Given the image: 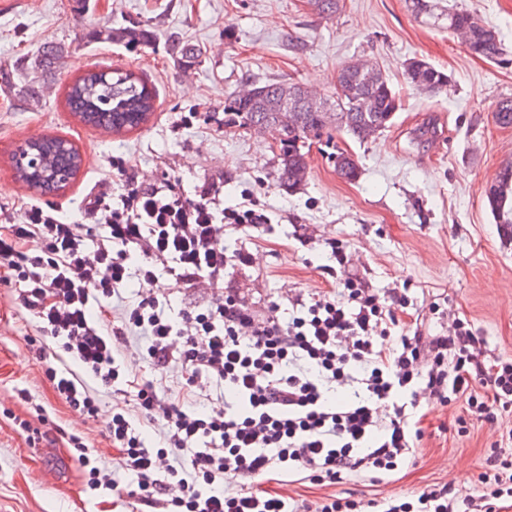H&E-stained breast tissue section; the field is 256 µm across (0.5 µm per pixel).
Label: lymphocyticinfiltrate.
I'll use <instances>...</instances> for the list:
<instances>
[{
	"mask_svg": "<svg viewBox=\"0 0 512 512\" xmlns=\"http://www.w3.org/2000/svg\"><path fill=\"white\" fill-rule=\"evenodd\" d=\"M82 210L104 223L92 230L33 206L0 226V280L67 361L43 367L59 398L87 419L98 412L97 389L116 399L107 430L116 467L84 436L68 437L90 490L149 512H495L512 497V456L502 453L487 457L478 496L445 482L410 497L331 495L312 505L265 490L302 474L332 484L392 474L414 457L415 418L429 404L462 399L471 416L497 421L512 411V361L492 359L465 319L433 336L400 332L396 311L407 296L382 297L353 278L300 301L285 321L276 308L244 304L224 274L252 255L227 250L224 230L270 224L253 191L227 208L208 183L193 199L130 185L116 202L96 196ZM131 279L140 292L125 307ZM188 288L209 300L173 310L174 291ZM134 336L145 341V376L125 362ZM149 425L154 448L145 444ZM230 477L236 490L226 488Z\"/></svg>",
	"mask_w": 512,
	"mask_h": 512,
	"instance_id": "1",
	"label": "lymphocytic infiltrate"
}]
</instances>
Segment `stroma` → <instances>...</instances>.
<instances>
[{"label": "stroma", "mask_w": 512, "mask_h": 512, "mask_svg": "<svg viewBox=\"0 0 512 512\" xmlns=\"http://www.w3.org/2000/svg\"><path fill=\"white\" fill-rule=\"evenodd\" d=\"M71 4L0 0V65L47 41L71 47L37 111L0 92V225L33 205L77 217L88 192L115 196L126 180L167 181L188 198L211 182L228 207L238 205L247 188L272 222L224 230L225 247L244 246L254 255L251 266L228 268L224 280L247 303L259 309L279 303L284 319L290 299L338 289L356 277L380 294L406 290L405 333H440L441 320L431 310L436 304L469 320L492 356L512 360V244L503 242L485 197L501 165L512 160L504 149L512 127L492 118L496 102L512 99V0H440L441 8L468 10L497 32L506 53L502 63L471 56L449 35L447 21L415 15L408 0H340L333 13L318 11L313 0H91L78 22ZM128 21L155 27L158 43L129 48L84 39L90 27ZM171 35L203 48L197 66L177 69L163 45ZM413 58L448 74L447 85L419 94L405 76ZM356 59L389 78L402 108L389 128L364 143L344 133L306 139L308 174L300 187L280 181L279 146L271 134L225 126V98L250 82L297 83L326 96L340 66ZM95 68L134 71L154 89L155 110L139 129L106 133L68 111V85ZM429 123L435 134L418 139ZM36 133L70 140L83 159L77 176L54 196L30 190L11 163L13 146ZM339 151L357 161L356 181L336 174L332 155ZM116 162L125 174L114 173ZM333 242L346 251V265L331 257ZM34 334L12 285L0 280V512H136L131 498L90 490L68 445L69 434L85 432L101 459L111 462V398L101 397L90 420L68 408L35 358ZM466 410L462 399L426 407L416 459L382 481L303 480L286 491L310 503L334 493L366 501L410 496L456 478L478 492L493 446L512 454V442L501 439L512 430V414L503 416L500 429L473 419L460 434L455 421ZM19 418L41 433L44 445L16 426Z\"/></svg>", "instance_id": "1"}]
</instances>
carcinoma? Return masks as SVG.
Segmentation results:
<instances>
[{
  "mask_svg": "<svg viewBox=\"0 0 512 512\" xmlns=\"http://www.w3.org/2000/svg\"><path fill=\"white\" fill-rule=\"evenodd\" d=\"M411 10L435 19L448 17V34L461 38L467 51L489 61L502 59L504 50L496 32L480 23L463 9L438 11L435 0H411ZM89 42L123 44L128 47L149 46L155 40L153 27L132 21L126 25L110 24L88 29ZM166 53L179 68H189L201 62L203 50L174 36L165 44ZM67 53L65 45L49 41L32 54H24L13 64L0 67V90L12 94L32 110L42 105L46 93L45 77L56 71ZM360 61L343 64L336 77L335 92L321 97L302 91L296 84L276 81L253 82L248 89L224 101V124L238 127L266 128L272 126L279 134V178L294 188L307 177L305 156L299 143L310 136H320L336 129L364 141L390 127L402 107L401 98L387 77L368 65L359 68ZM406 78L419 92L432 95L448 82V75L422 59L406 64ZM69 111L88 125L112 133L137 129L155 111L153 89L131 71L121 69L90 70L67 88ZM495 123L512 127V100L496 103ZM39 165L36 183L43 195H53L67 186L57 173L62 169L76 177L82 158L73 144L62 137L48 136L34 151ZM336 173L347 181L358 176V166L352 155H334ZM488 206L500 224L504 239L512 241V164H505L486 191Z\"/></svg>",
  "mask_w": 512,
  "mask_h": 512,
  "instance_id": "obj_1",
  "label": "carcinoma"
}]
</instances>
